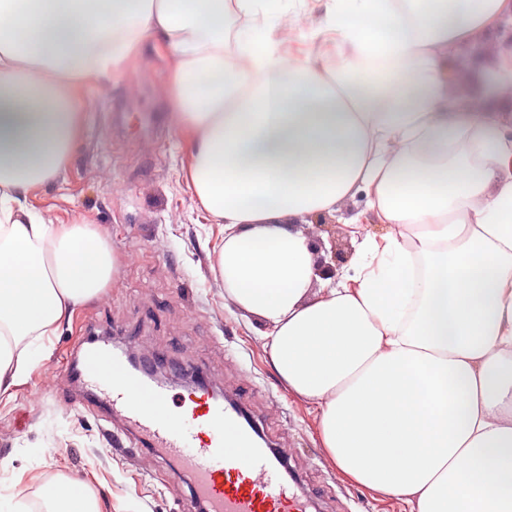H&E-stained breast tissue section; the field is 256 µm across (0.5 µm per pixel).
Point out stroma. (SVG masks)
<instances>
[{"label": "stroma", "instance_id": "stroma-1", "mask_svg": "<svg viewBox=\"0 0 512 512\" xmlns=\"http://www.w3.org/2000/svg\"><path fill=\"white\" fill-rule=\"evenodd\" d=\"M288 11L301 24L283 34L284 54L335 56L324 0H290ZM511 50L512 27L504 25L459 46L447 64L468 62L487 92L498 80L497 55ZM169 67L148 44L105 91L91 92L67 170L28 197L54 222L78 216L97 225L124 263L113 286L44 338L28 382L0 403V512H33L41 480L58 473L87 480L103 512H183L193 493L189 474L156 449L115 446L119 423L92 404L74 374L77 345L126 333L191 364L213 386L241 391L263 430L290 449L317 494V512H408L402 500L337 474L313 407L289 394L269 366L262 325L225 310L213 274L224 227L202 211L185 177L186 148L161 91Z\"/></svg>", "mask_w": 512, "mask_h": 512}]
</instances>
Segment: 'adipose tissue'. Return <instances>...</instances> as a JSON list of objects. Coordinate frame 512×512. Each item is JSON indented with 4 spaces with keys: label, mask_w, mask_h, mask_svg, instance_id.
Returning <instances> with one entry per match:
<instances>
[{
    "label": "adipose tissue",
    "mask_w": 512,
    "mask_h": 512,
    "mask_svg": "<svg viewBox=\"0 0 512 512\" xmlns=\"http://www.w3.org/2000/svg\"><path fill=\"white\" fill-rule=\"evenodd\" d=\"M326 16L336 69L283 54L285 0H0V400L119 272L96 225L26 198L68 167L88 90L151 38L193 193L224 227L226 305L265 326L337 471L410 512H512V104L455 111L444 68L512 0H326ZM360 190L386 230L322 277L313 220ZM39 492L47 512H100L63 474Z\"/></svg>",
    "instance_id": "ef3b65f1"
}]
</instances>
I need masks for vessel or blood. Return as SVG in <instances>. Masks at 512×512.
Masks as SVG:
<instances>
[{
	"mask_svg": "<svg viewBox=\"0 0 512 512\" xmlns=\"http://www.w3.org/2000/svg\"><path fill=\"white\" fill-rule=\"evenodd\" d=\"M76 354L84 383L135 431L137 446L183 460L207 512H307L284 474L287 449L254 444V427L236 408L202 390L176 396L146 381L106 340Z\"/></svg>",
	"mask_w": 512,
	"mask_h": 512,
	"instance_id": "1",
	"label": "vessel or blood"
}]
</instances>
